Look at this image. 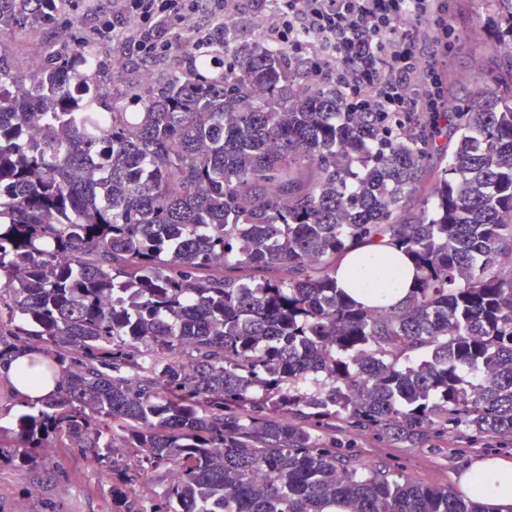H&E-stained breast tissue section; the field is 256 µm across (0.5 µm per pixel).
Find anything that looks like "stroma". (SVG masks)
<instances>
[{
  "instance_id": "obj_1",
  "label": "stroma",
  "mask_w": 512,
  "mask_h": 512,
  "mask_svg": "<svg viewBox=\"0 0 512 512\" xmlns=\"http://www.w3.org/2000/svg\"><path fill=\"white\" fill-rule=\"evenodd\" d=\"M94 0H70L64 16L72 49L91 52L106 61L119 46L109 38L94 36L91 8ZM490 0H448V19L460 36V45L448 53L446 71L450 75L448 95L466 101L478 79L497 75L511 56L500 51L484 19L491 11ZM54 30L30 27H0V50L23 60L41 54L44 45L54 43ZM340 440L353 453L371 462L398 465L419 482L457 491L458 479L474 458L500 456L512 460V440L465 434L449 430L419 444H390L380 434L347 433ZM47 473L24 468L0 470V512H112L108 484L99 470L75 448L52 449Z\"/></svg>"
}]
</instances>
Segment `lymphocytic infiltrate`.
Segmentation results:
<instances>
[{"mask_svg": "<svg viewBox=\"0 0 512 512\" xmlns=\"http://www.w3.org/2000/svg\"><path fill=\"white\" fill-rule=\"evenodd\" d=\"M239 0H122L96 8L95 32L120 39L122 56L166 57L187 26L194 54L212 55L224 16ZM271 53L309 63L314 81L335 86L345 112H444L440 58L454 28L445 0H263Z\"/></svg>", "mask_w": 512, "mask_h": 512, "instance_id": "f902f5d3", "label": "lymphocytic infiltrate"}]
</instances>
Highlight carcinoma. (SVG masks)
Returning a JSON list of instances; mask_svg holds the SVG:
<instances>
[{"mask_svg":"<svg viewBox=\"0 0 512 512\" xmlns=\"http://www.w3.org/2000/svg\"><path fill=\"white\" fill-rule=\"evenodd\" d=\"M42 2L0 25H59ZM236 57L110 89L66 44L0 53V364L37 341L59 372L0 462L56 437L116 512H490L338 451L336 423L512 435V76L340 126L288 53ZM364 243L411 259L404 305L337 287Z\"/></svg>","mask_w":512,"mask_h":512,"instance_id":"carcinoma-1","label":"carcinoma"}]
</instances>
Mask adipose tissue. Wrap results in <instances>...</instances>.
Segmentation results:
<instances>
[{"label":"adipose tissue","instance_id":"adipose-tissue-1","mask_svg":"<svg viewBox=\"0 0 512 512\" xmlns=\"http://www.w3.org/2000/svg\"><path fill=\"white\" fill-rule=\"evenodd\" d=\"M389 252V246L384 244L359 246L356 254L346 255L338 263V286L368 305L402 303L413 284L410 259L398 256L385 269L383 277L374 275L375 262ZM47 367L44 356L28 349L18 353L7 365L0 366V376L11 382L20 400L37 404L57 388L55 379L46 375ZM458 487L466 497L491 507L493 512H512V460L502 457L474 460L462 472Z\"/></svg>","mask_w":512,"mask_h":512}]
</instances>
